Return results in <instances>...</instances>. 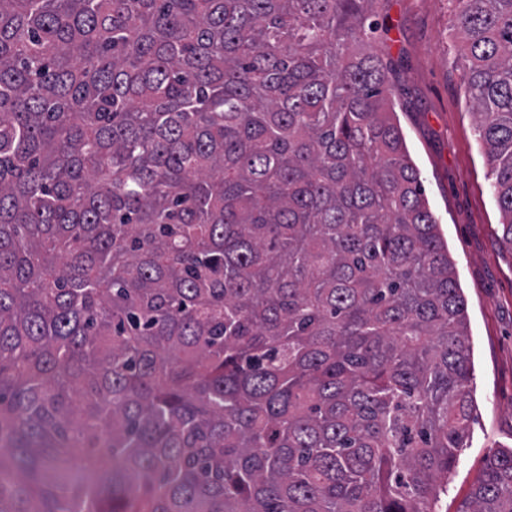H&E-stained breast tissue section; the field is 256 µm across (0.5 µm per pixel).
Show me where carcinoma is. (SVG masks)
<instances>
[{
    "label": "carcinoma",
    "mask_w": 512,
    "mask_h": 512,
    "mask_svg": "<svg viewBox=\"0 0 512 512\" xmlns=\"http://www.w3.org/2000/svg\"><path fill=\"white\" fill-rule=\"evenodd\" d=\"M383 2L0 0V512H436L468 312ZM451 2L512 248V0Z\"/></svg>",
    "instance_id": "1"
}]
</instances>
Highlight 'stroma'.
I'll return each mask as SVG.
<instances>
[{
  "label": "stroma",
  "mask_w": 512,
  "mask_h": 512,
  "mask_svg": "<svg viewBox=\"0 0 512 512\" xmlns=\"http://www.w3.org/2000/svg\"><path fill=\"white\" fill-rule=\"evenodd\" d=\"M452 16L451 0H386L375 34L395 68L399 123L467 302L472 437L448 475L441 512H458L491 450L512 448V248L461 89Z\"/></svg>",
  "instance_id": "35a3bbf8"
}]
</instances>
